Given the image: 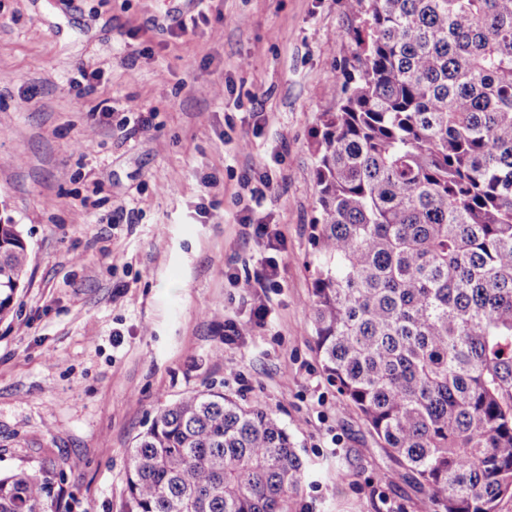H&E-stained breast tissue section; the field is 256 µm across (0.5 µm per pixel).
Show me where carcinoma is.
Masks as SVG:
<instances>
[{
  "label": "carcinoma",
  "instance_id": "obj_1",
  "mask_svg": "<svg viewBox=\"0 0 512 512\" xmlns=\"http://www.w3.org/2000/svg\"><path fill=\"white\" fill-rule=\"evenodd\" d=\"M347 96L316 138V345L424 512L512 494V0H350ZM0 222V315L25 287ZM304 463L269 409L221 390L160 408L123 512H293ZM0 512H71L35 474Z\"/></svg>",
  "mask_w": 512,
  "mask_h": 512
}]
</instances>
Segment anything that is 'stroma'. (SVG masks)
<instances>
[{
	"label": "stroma",
	"mask_w": 512,
	"mask_h": 512,
	"mask_svg": "<svg viewBox=\"0 0 512 512\" xmlns=\"http://www.w3.org/2000/svg\"><path fill=\"white\" fill-rule=\"evenodd\" d=\"M175 9L206 19L175 37ZM353 26L349 0H0V217L31 257L0 319L1 474L120 512L134 437L214 387L286 427L306 467L294 512H419L343 406L310 308L313 145ZM244 216L284 239L274 286L252 287L264 249ZM257 295L264 325L226 335Z\"/></svg>",
	"instance_id": "35a3bbf8"
}]
</instances>
